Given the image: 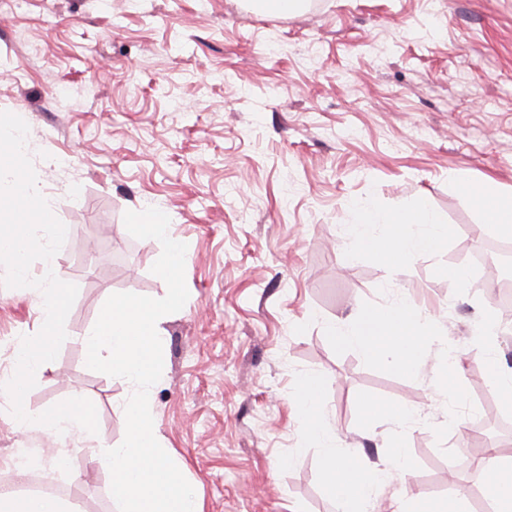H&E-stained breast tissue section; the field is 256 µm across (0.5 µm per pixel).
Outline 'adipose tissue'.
<instances>
[{"label": "adipose tissue", "mask_w": 512, "mask_h": 512, "mask_svg": "<svg viewBox=\"0 0 512 512\" xmlns=\"http://www.w3.org/2000/svg\"><path fill=\"white\" fill-rule=\"evenodd\" d=\"M447 236V225L438 221L428 203L410 211H386L365 202L358 205L356 219L347 227L346 240L352 253L399 265L432 252ZM437 323L431 313L411 310L400 301L358 313L349 323L339 319L329 322L325 334L335 346L356 349L388 369L414 374L423 364L429 342L437 338ZM320 395L319 375L312 373L300 379L297 407L306 439L316 442L322 451L326 493L336 502L337 512H379L380 490L409 474L410 459L396 447L388 461L378 467L337 448ZM482 470L491 476L494 512H512V454L490 449ZM0 512H75V507L58 496L4 493L0 495Z\"/></svg>", "instance_id": "1"}]
</instances>
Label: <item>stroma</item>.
I'll use <instances>...</instances> for the list:
<instances>
[{"label":"stroma","mask_w":512,"mask_h":512,"mask_svg":"<svg viewBox=\"0 0 512 512\" xmlns=\"http://www.w3.org/2000/svg\"><path fill=\"white\" fill-rule=\"evenodd\" d=\"M0 111L29 127L38 189L67 228L59 275L78 288L31 411L79 395L96 407L99 444L123 441L129 385L89 369L70 337L112 294L166 295L151 271L160 243L123 222L152 206L187 246L189 298L161 324L150 400L204 512H337L292 401L304 373L322 379L338 447L378 464L402 446L407 483L431 501L483 487L478 463L504 432L477 428L476 326L483 308L502 319L498 354L512 367V312L473 255L500 238L480 190L512 193V0H305L288 17L246 0H0ZM423 200L449 227L434 253L398 267L350 256L355 203ZM460 266L467 283L444 277ZM394 289L443 331L415 375L324 334ZM39 328L34 289L0 286V384L12 342ZM369 402L411 405L418 420L371 419ZM82 445L0 413V474L14 449L37 448L82 512H118Z\"/></svg>","instance_id":"35a3bbf8"}]
</instances>
